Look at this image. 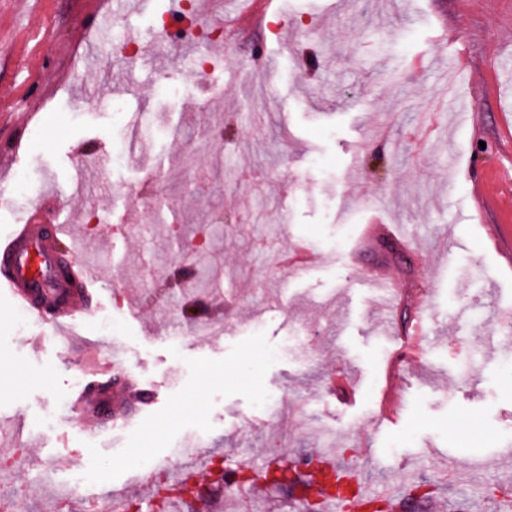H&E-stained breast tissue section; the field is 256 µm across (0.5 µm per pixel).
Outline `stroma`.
Listing matches in <instances>:
<instances>
[{
	"label": "stroma",
	"mask_w": 512,
	"mask_h": 512,
	"mask_svg": "<svg viewBox=\"0 0 512 512\" xmlns=\"http://www.w3.org/2000/svg\"><path fill=\"white\" fill-rule=\"evenodd\" d=\"M184 3L120 0L96 35L93 0H0V155L14 156L0 167V232L66 225L62 244L96 286L64 312L69 336L49 315L18 327L0 299V375L26 374L0 391V429L29 447L26 512H54L41 482L78 471L134 512H162L140 464L190 472L175 454L195 439L235 483L328 448L370 489L395 490L389 512H498L512 497V342L487 351L481 322L512 311V265L484 230L512 228V0H280L263 27L212 50L181 43L130 72L107 64L109 37L132 42ZM451 23L455 43L434 39ZM378 195L389 238L368 232ZM176 222L210 238L175 290ZM299 243L316 257L302 274L280 261ZM375 267L403 290L389 332ZM174 290L223 333L172 330ZM105 316L118 335L101 332ZM420 318L426 335L389 378L398 331ZM116 346L121 376L151 403L92 425L73 400L85 365ZM340 371L356 379L348 403ZM389 391L392 422L380 413ZM291 493L218 501L294 512Z\"/></svg>",
	"instance_id": "35a3bbf8"
}]
</instances>
